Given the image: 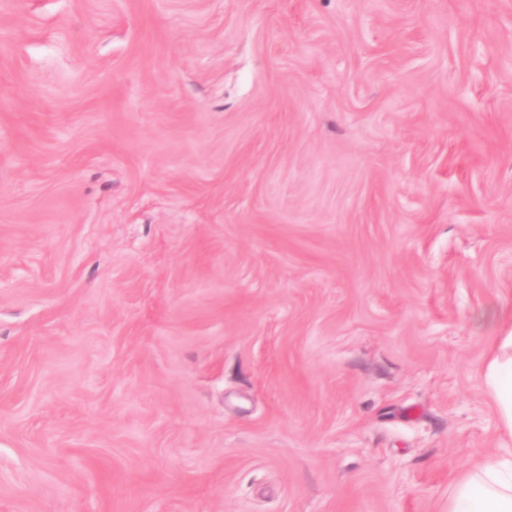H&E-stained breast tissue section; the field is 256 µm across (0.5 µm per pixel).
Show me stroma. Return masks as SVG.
Wrapping results in <instances>:
<instances>
[{
    "mask_svg": "<svg viewBox=\"0 0 512 512\" xmlns=\"http://www.w3.org/2000/svg\"><path fill=\"white\" fill-rule=\"evenodd\" d=\"M492 306L512 0H0V512H448Z\"/></svg>",
    "mask_w": 512,
    "mask_h": 512,
    "instance_id": "stroma-1",
    "label": "stroma"
}]
</instances>
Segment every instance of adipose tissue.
Returning a JSON list of instances; mask_svg holds the SVG:
<instances>
[{
    "instance_id": "obj_1",
    "label": "adipose tissue",
    "mask_w": 512,
    "mask_h": 512,
    "mask_svg": "<svg viewBox=\"0 0 512 512\" xmlns=\"http://www.w3.org/2000/svg\"><path fill=\"white\" fill-rule=\"evenodd\" d=\"M483 317L495 324L497 336L480 374L503 445L463 467L448 512H512V314L490 309Z\"/></svg>"
}]
</instances>
